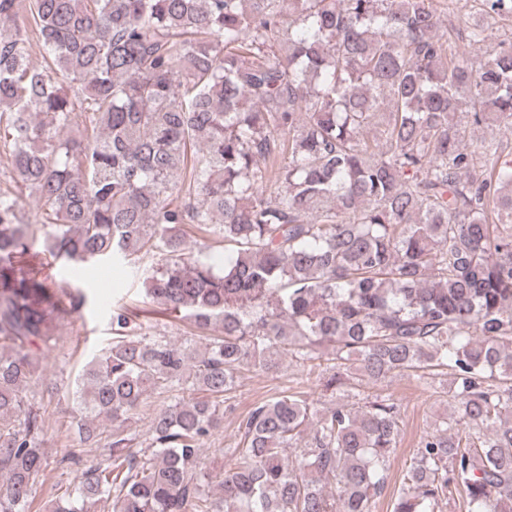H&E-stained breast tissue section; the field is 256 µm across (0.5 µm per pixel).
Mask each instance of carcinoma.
Here are the masks:
<instances>
[{"mask_svg":"<svg viewBox=\"0 0 512 512\" xmlns=\"http://www.w3.org/2000/svg\"><path fill=\"white\" fill-rule=\"evenodd\" d=\"M481 2L462 49L435 0H0V512H374L399 409L349 401L352 371L444 369L454 411L392 512H512V152L463 135L512 129V34L486 45L512 0ZM145 257L146 302L221 333L177 345L113 307L71 409L106 453L35 509L37 364L86 302L41 266ZM283 355L322 368L320 399L251 407L215 497L224 396ZM151 394L146 455L125 423Z\"/></svg>","mask_w":512,"mask_h":512,"instance_id":"cac0c4a2","label":"carcinoma"}]
</instances>
